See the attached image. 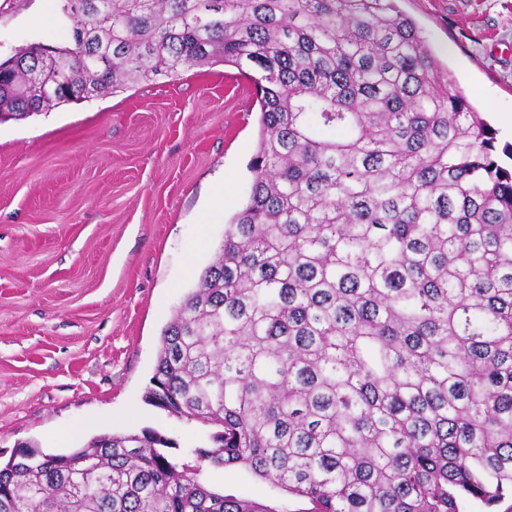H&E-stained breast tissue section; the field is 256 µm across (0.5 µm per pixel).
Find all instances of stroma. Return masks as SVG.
Instances as JSON below:
<instances>
[{"label": "stroma", "instance_id": "1", "mask_svg": "<svg viewBox=\"0 0 512 512\" xmlns=\"http://www.w3.org/2000/svg\"><path fill=\"white\" fill-rule=\"evenodd\" d=\"M512 167V0H396ZM62 0H0V61L71 39ZM50 11L39 26L36 15ZM253 85L234 67L184 68L0 123V454L47 452L148 427L193 463L208 427L144 394L163 328L246 202L259 140ZM217 491L274 512L306 499L248 471L211 469Z\"/></svg>", "mask_w": 512, "mask_h": 512}]
</instances>
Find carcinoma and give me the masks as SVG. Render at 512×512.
Here are the masks:
<instances>
[{"label": "carcinoma", "instance_id": "obj_1", "mask_svg": "<svg viewBox=\"0 0 512 512\" xmlns=\"http://www.w3.org/2000/svg\"><path fill=\"white\" fill-rule=\"evenodd\" d=\"M71 42L0 63V121L189 66L236 68L261 136L247 204L161 333L145 398L211 428L15 448L0 512H463L512 491V169L394 0H63ZM59 69L44 71L46 55ZM206 477L208 483L224 495L255 500L272 507L276 512H308L311 508L306 499L273 487L241 468L210 469Z\"/></svg>", "mask_w": 512, "mask_h": 512}]
</instances>
